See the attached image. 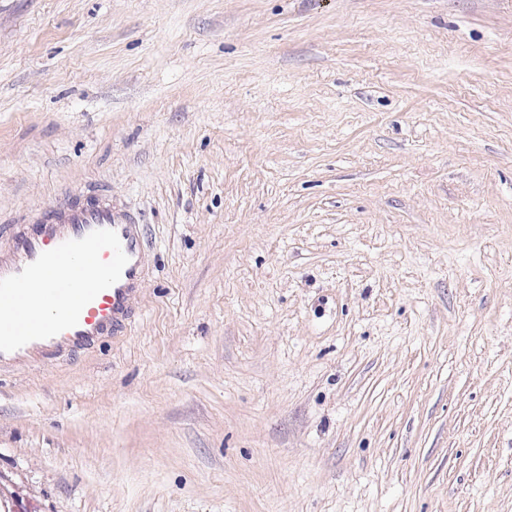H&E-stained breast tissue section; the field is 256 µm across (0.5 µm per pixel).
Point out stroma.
Here are the masks:
<instances>
[{"instance_id":"obj_1","label":"stroma","mask_w":512,"mask_h":512,"mask_svg":"<svg viewBox=\"0 0 512 512\" xmlns=\"http://www.w3.org/2000/svg\"><path fill=\"white\" fill-rule=\"evenodd\" d=\"M98 194L142 311L0 377L5 512H512V0H0V248Z\"/></svg>"}]
</instances>
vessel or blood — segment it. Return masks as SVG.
<instances>
[{"label": "vessel or blood", "mask_w": 512, "mask_h": 512, "mask_svg": "<svg viewBox=\"0 0 512 512\" xmlns=\"http://www.w3.org/2000/svg\"><path fill=\"white\" fill-rule=\"evenodd\" d=\"M149 249L137 219L110 199L45 208L0 251V372L124 335Z\"/></svg>", "instance_id": "b4317fda"}]
</instances>
